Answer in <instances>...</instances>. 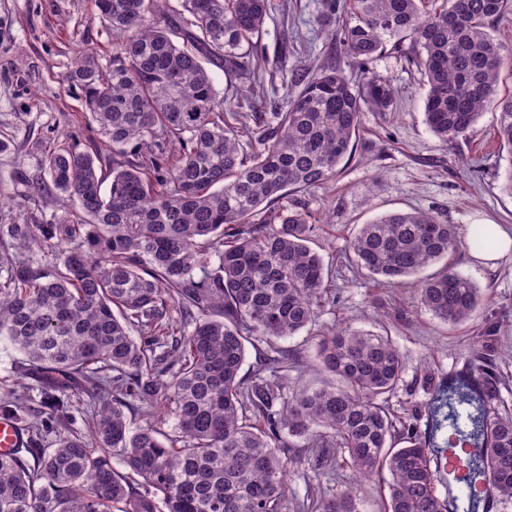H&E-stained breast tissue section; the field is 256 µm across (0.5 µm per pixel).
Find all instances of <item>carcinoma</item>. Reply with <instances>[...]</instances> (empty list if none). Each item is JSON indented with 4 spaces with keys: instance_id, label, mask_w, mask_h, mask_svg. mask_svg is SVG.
Masks as SVG:
<instances>
[{
    "instance_id": "obj_1",
    "label": "carcinoma",
    "mask_w": 512,
    "mask_h": 512,
    "mask_svg": "<svg viewBox=\"0 0 512 512\" xmlns=\"http://www.w3.org/2000/svg\"><path fill=\"white\" fill-rule=\"evenodd\" d=\"M508 0H324L343 13L339 46L364 64L409 41L425 79L424 116L443 143L465 137L486 112L506 152L512 196V49L491 34ZM112 52L85 50L65 80L80 89L100 146L40 148L44 188L75 211L39 224H0V341L16 349L19 390L0 401L27 442L0 459V512H284L288 435L341 448L362 476L388 473L386 512H449L432 461L447 448L414 429L400 436L379 399L404 372L394 341L339 327L323 336L318 365L335 383L297 387L296 359L271 340L315 321L329 273L312 247L316 223L288 195L333 180L355 154L361 115L387 112L392 85L330 62L285 109H232L214 66L264 83L252 39L268 0H96ZM163 21H158V16ZM251 136L256 151L244 150ZM491 247L481 226L467 242L428 209L395 211L350 237L354 265L395 286L414 280L421 306L456 327L483 295L453 269L460 246ZM437 270L419 277L425 269ZM268 343L250 381L246 344ZM99 407L85 436L73 397ZM493 382L468 376L436 391L433 431L456 400L472 408L478 454L471 482L512 501V413L490 405ZM132 414L144 424L131 427ZM170 419L162 431L155 421ZM403 443L397 447V443ZM315 512H359L356 490Z\"/></svg>"
}]
</instances>
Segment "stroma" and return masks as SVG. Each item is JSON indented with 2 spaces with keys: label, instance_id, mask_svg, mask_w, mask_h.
I'll list each match as a JSON object with an SVG mask.
<instances>
[{
  "label": "stroma",
  "instance_id": "obj_1",
  "mask_svg": "<svg viewBox=\"0 0 512 512\" xmlns=\"http://www.w3.org/2000/svg\"><path fill=\"white\" fill-rule=\"evenodd\" d=\"M323 0H270L258 39L277 75L264 91L212 69L215 85L247 112H276L285 101L286 81L311 76L327 62L348 72L356 64L334 54L336 23L322 20ZM106 54L112 36L99 19L95 0H0V130L12 136L0 151V224H33L70 213L74 204L51 190L30 194L40 175L36 146L41 142L79 145L92 150L99 135L79 90L64 75L82 44ZM409 45L385 47L366 62L371 74L391 81L396 105L389 112H364L354 156L339 167L335 180L297 194L296 199L325 220L315 247L332 276L333 301L317 311L308 329L277 340V347L301 357V385L330 382L314 366L320 334L348 325L391 337L405 370L398 388L383 404L396 422L430 436L433 392L448 378L467 374L484 362L495 376L500 407L512 409V257L493 265L474 259L469 248L451 257L454 268L481 289L484 305L472 320L451 328L425 313L412 283L378 284L349 262L348 240L358 225L395 210L438 209L468 239L481 224L512 225V196L500 184L508 163L498 152L494 116L485 113L466 138L442 143L424 120L423 78L410 63ZM287 512L353 486L359 512H384L388 499L382 476L358 479L343 451L330 466L314 471L311 449L293 440L289 450Z\"/></svg>",
  "mask_w": 512,
  "mask_h": 512
}]
</instances>
